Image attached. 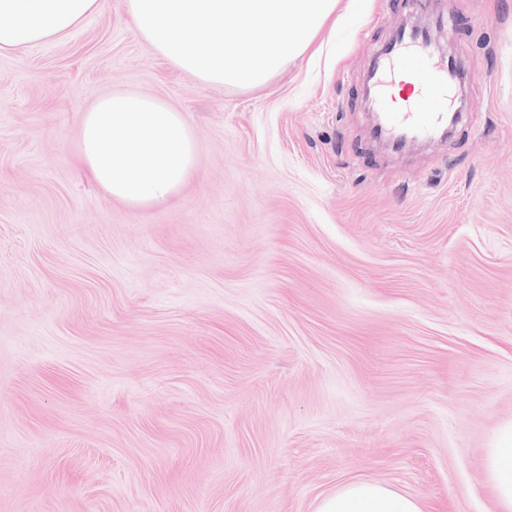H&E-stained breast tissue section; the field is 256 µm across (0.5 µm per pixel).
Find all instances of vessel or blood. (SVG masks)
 <instances>
[{
  "instance_id": "1",
  "label": "vessel or blood",
  "mask_w": 512,
  "mask_h": 512,
  "mask_svg": "<svg viewBox=\"0 0 512 512\" xmlns=\"http://www.w3.org/2000/svg\"><path fill=\"white\" fill-rule=\"evenodd\" d=\"M464 62L445 55L434 30L400 28L379 48L365 77L364 103L377 115L379 138L395 149L447 135L463 109Z\"/></svg>"
}]
</instances>
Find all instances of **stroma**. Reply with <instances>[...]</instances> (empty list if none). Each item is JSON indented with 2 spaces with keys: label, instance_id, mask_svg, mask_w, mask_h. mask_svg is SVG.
<instances>
[{
  "label": "stroma",
  "instance_id": "1",
  "mask_svg": "<svg viewBox=\"0 0 512 512\" xmlns=\"http://www.w3.org/2000/svg\"><path fill=\"white\" fill-rule=\"evenodd\" d=\"M474 81L445 140L369 134L410 12L338 22L263 87L155 54L123 0L0 54V512H313L363 479L493 512L512 422V0H429ZM115 91L182 112L197 171L145 210L86 176ZM485 471L492 485L495 512L512 511V423L502 427L486 449Z\"/></svg>",
  "mask_w": 512,
  "mask_h": 512
}]
</instances>
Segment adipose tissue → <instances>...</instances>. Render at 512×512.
Segmentation results:
<instances>
[{
    "instance_id": "obj_1",
    "label": "adipose tissue",
    "mask_w": 512,
    "mask_h": 512,
    "mask_svg": "<svg viewBox=\"0 0 512 512\" xmlns=\"http://www.w3.org/2000/svg\"><path fill=\"white\" fill-rule=\"evenodd\" d=\"M100 9V0H0V53L68 36ZM495 512H512V424L485 453ZM314 512H426L424 501L380 481L356 480L318 497Z\"/></svg>"
}]
</instances>
